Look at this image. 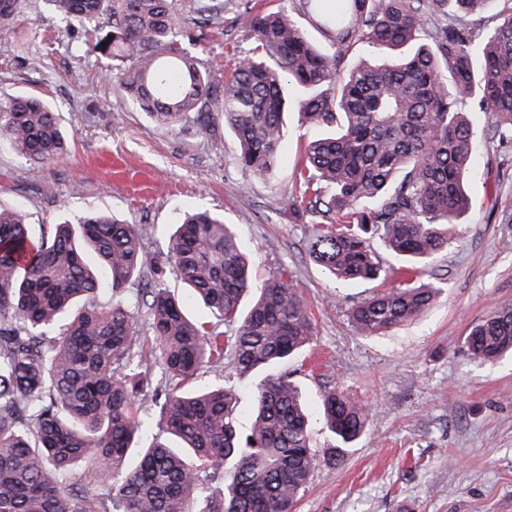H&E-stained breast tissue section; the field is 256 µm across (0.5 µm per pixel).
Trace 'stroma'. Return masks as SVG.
<instances>
[{
  "label": "stroma",
  "instance_id": "obj_1",
  "mask_svg": "<svg viewBox=\"0 0 512 512\" xmlns=\"http://www.w3.org/2000/svg\"><path fill=\"white\" fill-rule=\"evenodd\" d=\"M277 9L283 0H224L218 27L188 24L198 52L220 41L232 71L254 45L240 21L245 5ZM56 24L32 0L0 32L12 58L0 72V103L34 94L60 112L70 153L54 164L25 160L0 141V205L20 206L33 238L51 225L107 213L144 225L149 250L164 247L184 211L204 205L236 225L257 281L288 270L316 325L312 344L287 364L312 420V444L326 454L318 416L325 390L346 389L370 406L362 439L313 473L298 512H512V355L482 361L463 338L500 303L512 301V153L489 146L474 126V205L452 227L446 252L418 277L440 283L417 319L380 336L358 334L350 308L369 283L341 285L309 256L315 227L288 208L305 145L321 131L301 123L288 103V141L273 174L250 177L223 119L210 131L153 125L135 106H116L108 59L75 57L81 29L62 33L52 55L41 40Z\"/></svg>",
  "mask_w": 512,
  "mask_h": 512
}]
</instances>
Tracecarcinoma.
Wrapping results in <instances>:
<instances>
[{
    "instance_id": "cac0c4a2",
    "label": "carcinoma",
    "mask_w": 512,
    "mask_h": 512,
    "mask_svg": "<svg viewBox=\"0 0 512 512\" xmlns=\"http://www.w3.org/2000/svg\"><path fill=\"white\" fill-rule=\"evenodd\" d=\"M287 2L244 7L255 46L220 80L218 43L206 65L183 41L186 0H45L63 28L81 25L86 51L120 65L115 102L170 129L207 130L223 115L239 166L255 178L276 166L288 93H301V121L329 133L306 144L288 202L307 200L303 212L324 224L308 250L335 281H386L372 237L429 263L472 206L475 144L463 101L487 120L491 144L512 148V0L491 23L480 16L487 0ZM27 5L0 0V31ZM223 10L224 0L192 7L205 25ZM356 45L366 54L351 64ZM0 140L43 164L69 148L59 113L35 96L0 103ZM170 273L203 304V320L187 316L166 284ZM142 277L149 287L128 299V284ZM104 286L110 299L100 303ZM438 291L431 282L380 290L349 317L359 333L381 335L419 317ZM314 336L288 278L254 285L234 225L208 208L185 215L152 252L139 224L90 215L35 240L21 210L0 207V512H196L200 496L204 512H296L322 460L283 366ZM464 344L482 360L512 352V302ZM224 364L240 377L265 372L244 441L234 428L237 387L189 389ZM148 404L159 407L152 433L140 415ZM321 404L338 456L362 438L369 410L336 389ZM80 464L97 484L72 481Z\"/></svg>"
}]
</instances>
